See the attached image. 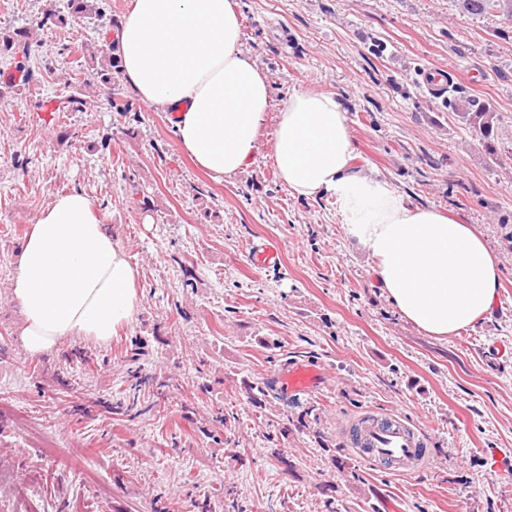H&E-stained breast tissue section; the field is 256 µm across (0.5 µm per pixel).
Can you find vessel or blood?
<instances>
[{
    "label": "vessel or blood",
    "instance_id": "obj_1",
    "mask_svg": "<svg viewBox=\"0 0 512 512\" xmlns=\"http://www.w3.org/2000/svg\"><path fill=\"white\" fill-rule=\"evenodd\" d=\"M284 395L309 394L326 382L323 367L313 363H291L277 376ZM350 443L364 450L367 459L415 461L425 451V443L399 415H373L363 427L351 431Z\"/></svg>",
    "mask_w": 512,
    "mask_h": 512
}]
</instances>
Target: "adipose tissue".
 <instances>
[{
	"instance_id": "ef3b65f1",
	"label": "adipose tissue",
	"mask_w": 512,
	"mask_h": 512,
	"mask_svg": "<svg viewBox=\"0 0 512 512\" xmlns=\"http://www.w3.org/2000/svg\"><path fill=\"white\" fill-rule=\"evenodd\" d=\"M241 39L236 0H132L114 44L136 95L174 114L182 152L212 179L247 168L269 137L277 172L297 197H335L345 236L374 258L378 285L404 318L440 337L481 321L502 272L479 227L408 205L368 176L335 95L304 84L273 106ZM138 278L98 203L77 190L57 195L27 235L14 280L25 348L46 354L70 337L108 344L139 308Z\"/></svg>"
}]
</instances>
